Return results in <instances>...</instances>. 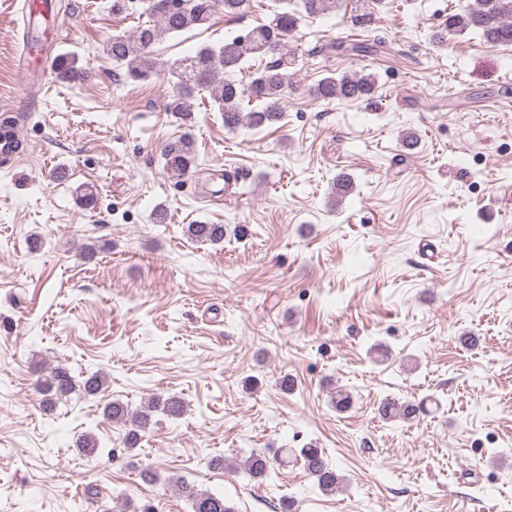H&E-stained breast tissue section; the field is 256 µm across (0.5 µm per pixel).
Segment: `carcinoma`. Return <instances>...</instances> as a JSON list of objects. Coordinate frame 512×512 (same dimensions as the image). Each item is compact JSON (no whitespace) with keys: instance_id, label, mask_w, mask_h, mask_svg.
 Masks as SVG:
<instances>
[{"instance_id":"obj_1","label":"carcinoma","mask_w":512,"mask_h":512,"mask_svg":"<svg viewBox=\"0 0 512 512\" xmlns=\"http://www.w3.org/2000/svg\"><path fill=\"white\" fill-rule=\"evenodd\" d=\"M338 6L339 0H291L274 13L269 23L257 26L245 35L228 32L218 46H201L163 62L155 50L161 36H176L208 25L218 13L240 15L250 3L249 0H146V11L152 22L139 26L128 35L112 36L108 55L115 70L132 80L145 79L160 67L168 69L177 82L165 109L183 125L190 126L195 122L196 100L205 91L213 111L224 119L225 128L236 131L271 126L287 118L283 98L288 87L293 85L288 68L294 62L288 55V44L295 37L300 21L304 17L331 15ZM382 6L383 0H361L360 6L350 15L352 26L367 34L373 33L377 9ZM466 32L493 46L512 44V0H473L460 11L448 14L444 27L434 34L433 39L438 44H445L450 38ZM261 57H269L271 61L252 72L249 82L242 84L230 79L231 75L244 72L250 68L251 61ZM54 69L57 78L63 82H75L84 77L72 52L58 54ZM377 88L374 74L360 72L338 78L327 76L318 82L312 94L324 100L360 101L369 108L375 103ZM161 157L163 168L175 176L191 174L198 167L194 143L187 133L168 142L162 148ZM185 233L194 240L217 244L224 240V225L190 224ZM37 387L45 396V402L50 404L76 391L90 399L105 391L107 377L102 372H94L78 382L67 368L57 366L49 368L38 380ZM184 408L181 398L159 395L149 398L136 410L120 401H112L104 406L103 413L112 423L122 427V444L131 451L150 431L156 414L175 419L183 414ZM423 412L421 403L398 402L391 398L382 400L378 407L379 415L385 420L398 418L410 422ZM74 444L88 457L103 452L99 438L92 432L77 436ZM288 463L300 464L304 474L324 493L336 491L343 482V476L331 466L322 449L312 447L284 448L281 457L276 459L252 452L236 464L235 469L261 483L272 480L276 468ZM164 483L172 485L188 499L191 512H236L231 501L223 495L199 490L182 476L169 477Z\"/></svg>"}]
</instances>
